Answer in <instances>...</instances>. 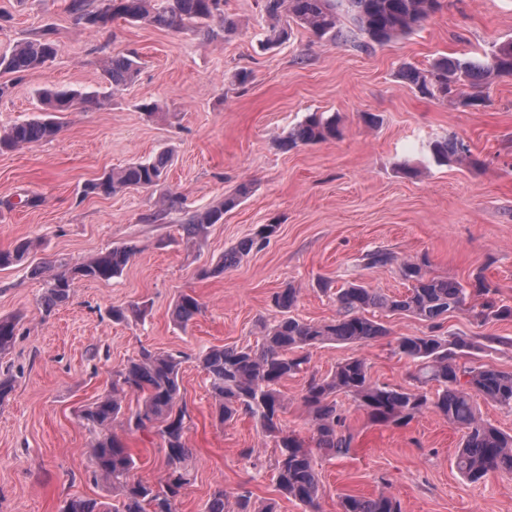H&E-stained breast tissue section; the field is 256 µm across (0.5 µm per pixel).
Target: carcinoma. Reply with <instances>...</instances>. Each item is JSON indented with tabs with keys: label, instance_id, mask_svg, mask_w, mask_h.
<instances>
[{
	"label": "carcinoma",
	"instance_id": "1",
	"mask_svg": "<svg viewBox=\"0 0 512 512\" xmlns=\"http://www.w3.org/2000/svg\"><path fill=\"white\" fill-rule=\"evenodd\" d=\"M265 13L273 20L261 46L273 48L286 42L291 24L301 26L319 39L348 42L356 34L366 37L367 50L382 46L393 38L412 33L428 18L440 11L443 0H262ZM224 0H70L67 10L73 24L83 29L105 26L116 17L140 21L159 28L182 29L190 24L197 28L223 12ZM350 16L354 29L340 26L338 10ZM57 42L44 33L39 40L17 44L0 55V71L24 73L42 68L58 55ZM138 62L124 55L107 58L103 71L110 88L123 89L132 82ZM399 76L421 96L446 100L453 98L463 106L483 101L481 89L495 77L512 76V39L494 46L482 59L443 56L428 69L404 65ZM94 100V95L77 91H45L41 102L45 112L12 124L0 135V149H19L54 138L59 125L56 112H66L77 102ZM336 118L313 114L297 125L282 141L284 147L323 143L336 138ZM440 164H466L472 161L463 140L451 135L431 148ZM168 157L161 153L152 159L132 162L112 173L86 183L84 194L110 196L132 187L157 185L166 174ZM248 193L247 185L237 186L214 205L195 212L183 225L189 236H198L210 224H221L224 213L235 208ZM275 224H262L252 236L242 240L206 275H220L258 242L272 236ZM31 245L19 242L0 249V269L25 261ZM133 256L123 246L100 252L78 264L59 265L48 273L36 266L34 273L47 275L45 288L38 300L43 318L69 303L76 285L82 280L108 281L119 276ZM366 266L384 267L396 257L384 250L365 255ZM399 272L408 283L401 294L388 295L378 288L349 283L336 291L338 316L323 323L308 322L291 315L299 291L288 287L272 296V305L280 318L263 334L260 346L213 347L199 357L207 375L212 395L218 404L219 417L229 422L239 416L251 418L261 432L277 434L275 459L276 485L287 498L314 510L324 494L316 472L313 449L333 455L349 453L353 434L336 396L353 399L373 424L402 427L409 425L427 409L464 429L455 465L471 482H479L490 473L512 475V435L482 419L473 397L482 396L502 406L512 407V371L487 365H466L460 358L475 344L468 336L410 335L397 338L394 352L414 364L410 382L393 386L372 379L364 359L350 357L336 365L327 375L308 368L309 348L326 342L365 344L386 334L374 312L403 314L438 324L454 311L468 309L473 319L485 325L490 321L512 320V307L497 304L496 287L484 276L474 278L471 288L448 276H436L426 263L406 260ZM483 297L479 306L467 307L470 294ZM203 309L192 293L182 292L175 300L172 319L184 328ZM19 320L0 317V356L12 349ZM185 356L181 352H153L142 349L112 373V389L81 410L80 419L94 436L86 449L88 468L94 479L112 487V501L73 497L62 512H177V503L191 484L193 449L186 433L191 415L180 397V371ZM308 375L301 403L313 430L314 446L297 434H281L288 396L283 391L288 378ZM139 397L135 411L125 412L129 394ZM121 421L129 432L147 431L159 439L164 456V470L154 484L134 476L135 460L125 441L110 431ZM341 512H402L400 500L388 492L372 497L343 495ZM203 512H275L270 503L254 506L246 485L229 502L224 487L210 493Z\"/></svg>",
	"mask_w": 512,
	"mask_h": 512
}]
</instances>
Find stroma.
Instances as JSON below:
<instances>
[{"mask_svg": "<svg viewBox=\"0 0 512 512\" xmlns=\"http://www.w3.org/2000/svg\"><path fill=\"white\" fill-rule=\"evenodd\" d=\"M69 0H0V53L17 41L51 32L60 46L53 62L26 73H0L11 86L0 99V131L39 115L40 91L75 89L104 94L102 104L57 113L49 141L0 151V248L30 240L29 263L0 269V317L22 319L5 358L16 377L0 406V512H59L76 496H109L86 474L87 430L78 412L109 389L113 370L141 349L183 351L181 396L191 412L187 442L195 480L178 512H202L216 485L277 512H305L274 481L275 440L254 421L216 416L197 362L212 347L256 346L262 323L277 312L274 292L299 288L294 316L336 318L337 288L362 282L387 294L405 291L398 261L426 260L432 274L466 283L483 274L512 306V77L494 79L486 101L461 107L422 97L398 77L402 64L425 68L441 56L484 57L512 39V0H445L441 12L413 34L371 50L356 42L316 39L294 28L289 41L263 51L268 19L262 0H224L238 22L221 19L208 31L161 29L116 19L79 30ZM134 53L139 71L111 92L102 62ZM247 71L238 84L234 75ZM157 105L155 115L143 107ZM337 116L335 140L285 151L277 142L310 113ZM456 135L478 166L438 165L428 146ZM168 152L164 181L112 196H84L83 187L129 163ZM249 192L200 239L183 226L239 184ZM179 195V208L162 199ZM262 224L277 232L223 274L202 277L224 253ZM113 246L134 255L118 277L79 282L73 298L49 318L36 302L44 288L32 267L75 264ZM385 249L395 264L365 267L363 256ZM203 310L187 327L171 309L181 292ZM144 306L142 317L114 323L110 310ZM387 336L358 344L325 343L309 352L325 374L346 358H363L375 381L405 385L413 369L394 352L401 336L429 332V323L393 315ZM444 334L472 337L467 362L512 370V321L479 325L468 312L443 320ZM340 403L355 436L350 452H317L326 488L317 512H339L342 494L396 495L404 512H512V476L473 484L455 466L462 431L427 410L405 427L371 424L348 398ZM124 439L135 473L156 481L163 459L154 435ZM257 451L250 462L243 451Z\"/></svg>", "mask_w": 512, "mask_h": 512, "instance_id": "stroma-1", "label": "stroma"}]
</instances>
